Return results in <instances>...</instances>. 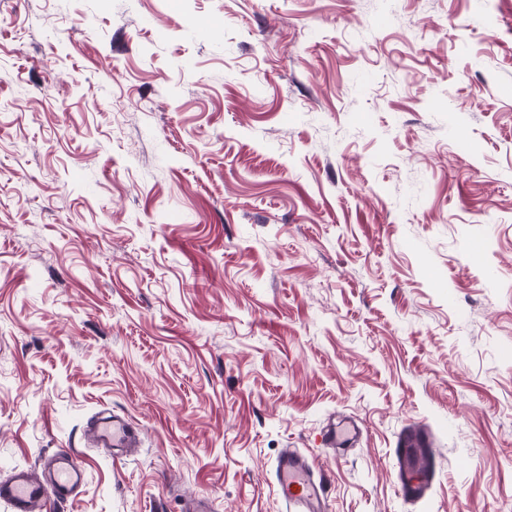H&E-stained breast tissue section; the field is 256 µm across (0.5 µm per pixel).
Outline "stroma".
<instances>
[{
	"label": "stroma",
	"mask_w": 512,
	"mask_h": 512,
	"mask_svg": "<svg viewBox=\"0 0 512 512\" xmlns=\"http://www.w3.org/2000/svg\"><path fill=\"white\" fill-rule=\"evenodd\" d=\"M62 448L55 512H512V0H0V479ZM95 441L112 448H132L139 444V430L118 415L100 418L93 429ZM397 450L400 453L397 483L402 496L407 500L422 498L430 483V470L421 474L414 472V465L422 464L431 458L432 443L427 434L419 427H409L399 438ZM328 475L315 476L309 460L295 450H284L274 464V489L286 512H326Z\"/></svg>",
	"instance_id": "35a3bbf8"
}]
</instances>
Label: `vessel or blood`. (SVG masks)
Segmentation results:
<instances>
[{"label": "vessel or blood", "instance_id": "b4317fda", "mask_svg": "<svg viewBox=\"0 0 512 512\" xmlns=\"http://www.w3.org/2000/svg\"><path fill=\"white\" fill-rule=\"evenodd\" d=\"M95 440L103 446L132 448L140 433L127 419L110 415L100 418L93 429ZM400 453L397 483L405 499L422 498L430 483L428 473H415V465L429 459L432 443L419 427H409L398 441ZM85 481V473L74 452L65 451L50 459L47 480L19 468L0 481V502L10 512H49L51 501L68 499ZM326 474H315L309 460L294 450H284L274 464V489L286 512H327Z\"/></svg>", "mask_w": 512, "mask_h": 512}]
</instances>
